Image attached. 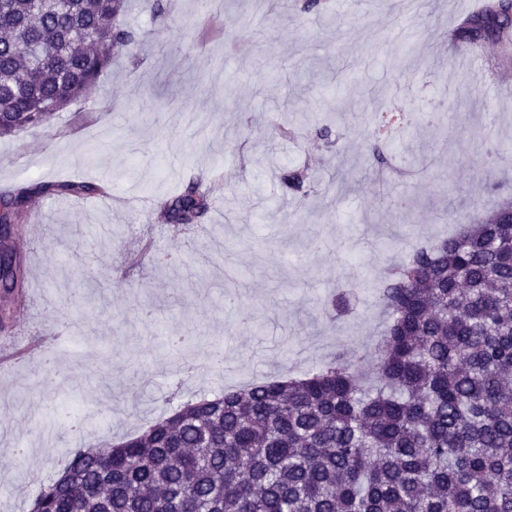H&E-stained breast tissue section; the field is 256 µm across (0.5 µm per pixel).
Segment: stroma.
I'll list each match as a JSON object with an SVG mask.
<instances>
[{
	"label": "stroma",
	"mask_w": 512,
	"mask_h": 512,
	"mask_svg": "<svg viewBox=\"0 0 512 512\" xmlns=\"http://www.w3.org/2000/svg\"><path fill=\"white\" fill-rule=\"evenodd\" d=\"M329 10L269 0H129L118 18L135 44L113 56L90 96L43 126L0 137V190L40 181L110 180L113 192L161 200L206 179L216 205L197 249L154 211L156 241L183 253L146 278L120 275L134 216L92 197H39L43 256L32 305L9 324L65 326L53 352L63 374L25 365L0 373V512H30L66 465L71 405L95 447L146 432L169 406L335 357L372 373L387 313L372 286L410 246L443 238L448 213L488 214L512 198V70L485 43L489 83L473 86L449 33L467 0H330ZM461 92L443 125L395 134L393 147L431 159L389 179L366 161L374 115L409 112ZM352 110L330 138L316 132L337 103ZM297 134L268 142L272 124ZM495 138L484 141L487 129ZM309 169L306 198L282 197V170ZM206 261L223 289L190 277ZM352 313L330 319L332 291Z\"/></svg>",
	"instance_id": "stroma-1"
}]
</instances>
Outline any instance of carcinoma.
Returning a JSON list of instances; mask_svg holds the SVG:
<instances>
[{"instance_id": "1", "label": "carcinoma", "mask_w": 512, "mask_h": 512, "mask_svg": "<svg viewBox=\"0 0 512 512\" xmlns=\"http://www.w3.org/2000/svg\"><path fill=\"white\" fill-rule=\"evenodd\" d=\"M127 0H0V135L36 128L84 98L135 42ZM512 53V22L487 0L454 33ZM369 159L392 167L375 130ZM308 174L279 176L306 196ZM91 182L0 193V224L41 196L85 197ZM212 207L202 182L163 203L191 226ZM0 292L27 288L25 250L0 240ZM388 324L366 376L338 358L188 402L149 430L78 449L32 512H512V204L414 248L377 280Z\"/></svg>"}]
</instances>
